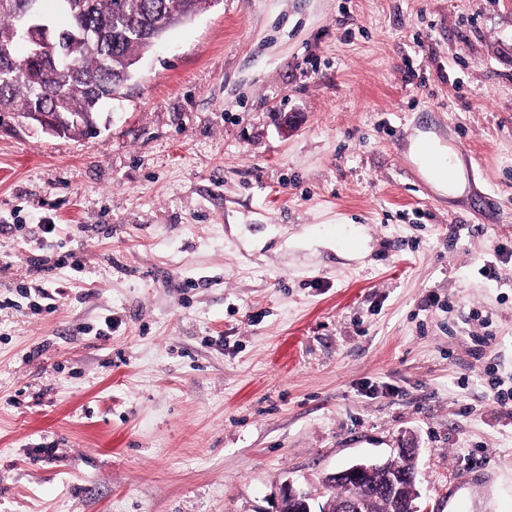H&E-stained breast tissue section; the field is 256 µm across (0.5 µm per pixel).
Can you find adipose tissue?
Segmentation results:
<instances>
[{
	"mask_svg": "<svg viewBox=\"0 0 512 512\" xmlns=\"http://www.w3.org/2000/svg\"><path fill=\"white\" fill-rule=\"evenodd\" d=\"M410 156L419 172L439 192L461 195L466 178L454 149L444 147L430 134H421L410 145Z\"/></svg>",
	"mask_w": 512,
	"mask_h": 512,
	"instance_id": "1",
	"label": "adipose tissue"
}]
</instances>
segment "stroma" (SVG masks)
<instances>
[{"label": "stroma", "instance_id": "obj_1", "mask_svg": "<svg viewBox=\"0 0 512 512\" xmlns=\"http://www.w3.org/2000/svg\"><path fill=\"white\" fill-rule=\"evenodd\" d=\"M503 245L505 0H216L97 137L0 112V512H276L402 445L512 512ZM410 156L423 177L439 192L456 197L465 190L466 178L457 153L442 146L435 136L420 134L411 142ZM444 167L448 168L447 179L438 176L434 170ZM315 500L312 495L297 491L292 486L288 485L284 488L280 497V503L276 512H285L284 503L288 501L289 512H320V510H312L310 502Z\"/></svg>", "mask_w": 512, "mask_h": 512}]
</instances>
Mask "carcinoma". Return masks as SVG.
Wrapping results in <instances>:
<instances>
[{"label":"carcinoma","instance_id":"obj_1","mask_svg":"<svg viewBox=\"0 0 512 512\" xmlns=\"http://www.w3.org/2000/svg\"><path fill=\"white\" fill-rule=\"evenodd\" d=\"M207 0H36V22L48 24L56 13L70 25L56 32L61 37L54 54L64 56L70 40L86 36L77 61L59 63L44 82L36 84L25 73L26 55H16L19 27L26 0H0V54L15 66L0 71V112L23 119L32 112H57L67 122L70 136L88 137V118L99 119L108 95L124 91L142 57L151 52L164 33L198 14Z\"/></svg>","mask_w":512,"mask_h":512}]
</instances>
